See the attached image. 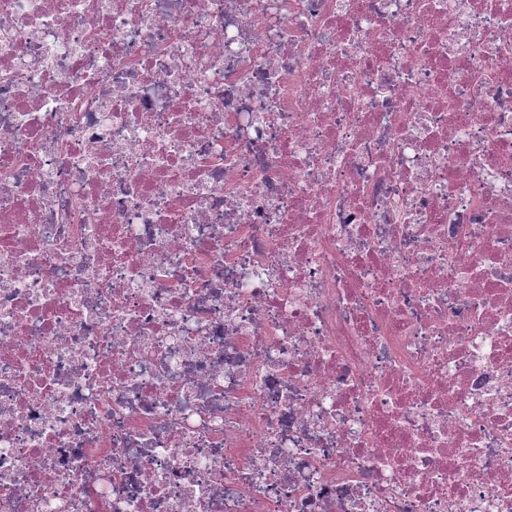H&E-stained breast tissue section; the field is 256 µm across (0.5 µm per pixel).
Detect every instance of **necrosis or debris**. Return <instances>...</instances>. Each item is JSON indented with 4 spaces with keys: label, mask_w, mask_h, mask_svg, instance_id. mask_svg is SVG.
I'll list each match as a JSON object with an SVG mask.
<instances>
[{
    "label": "necrosis or debris",
    "mask_w": 512,
    "mask_h": 512,
    "mask_svg": "<svg viewBox=\"0 0 512 512\" xmlns=\"http://www.w3.org/2000/svg\"><path fill=\"white\" fill-rule=\"evenodd\" d=\"M0 512H512V0H0Z\"/></svg>",
    "instance_id": "1"
}]
</instances>
